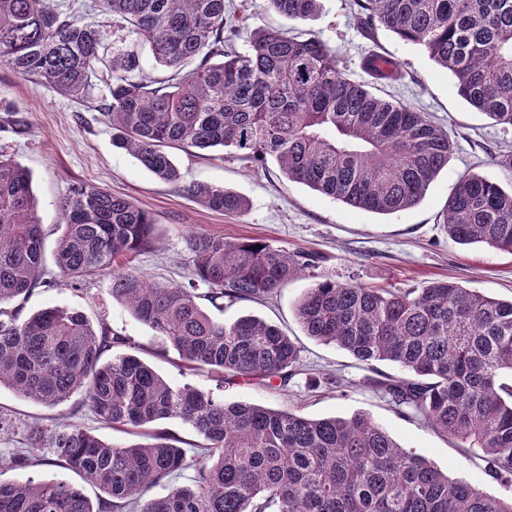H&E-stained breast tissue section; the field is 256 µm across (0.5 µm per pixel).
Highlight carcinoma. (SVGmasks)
<instances>
[{"instance_id": "carcinoma-1", "label": "carcinoma", "mask_w": 512, "mask_h": 512, "mask_svg": "<svg viewBox=\"0 0 512 512\" xmlns=\"http://www.w3.org/2000/svg\"><path fill=\"white\" fill-rule=\"evenodd\" d=\"M268 2L296 23L323 8L322 0ZM352 7L362 33L384 30L422 47L471 107L512 127V0H352ZM89 11L148 44L171 74L151 80L136 54L108 53L101 22L84 21ZM238 33L225 0H0V64L76 99L107 73L101 110L112 145L163 181L184 182L170 150L219 147L247 163L271 158L287 180L348 206L393 214L416 205L447 167L448 130L345 77L318 37L259 29L240 52ZM361 66L376 81L402 78L399 63L376 51ZM186 190L215 212L249 208L221 185ZM59 214V282L75 288L112 272V298L192 370L220 384H284L299 364L297 344L277 326L253 315L218 321L201 300L222 309L268 296L316 267L315 257L190 231L192 278L174 286L114 267L153 244V218L131 200L81 183ZM442 220L459 244L512 254V189L463 175ZM42 248L30 174L0 152V387L48 407L79 394L102 425L143 440L107 443L76 423L32 427L12 465L72 471L104 496L94 503L67 481H0V512H512V498L449 479L365 412L312 419L227 402L190 384L175 388L135 355L106 357L127 338L104 324L93 328L80 311H5L47 285ZM296 315L317 341L366 364L404 368L406 376L377 381L376 389L460 447L478 449L488 475L512 483V382L503 379L512 373V299L449 280L388 288L325 277L306 289ZM173 417L203 443L182 448L154 427ZM191 451L196 475L179 484L173 477L190 466ZM161 483L165 495L147 496Z\"/></svg>"}]
</instances>
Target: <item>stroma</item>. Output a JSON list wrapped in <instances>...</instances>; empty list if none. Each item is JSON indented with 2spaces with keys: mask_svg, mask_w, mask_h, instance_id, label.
Listing matches in <instances>:
<instances>
[{
  "mask_svg": "<svg viewBox=\"0 0 512 512\" xmlns=\"http://www.w3.org/2000/svg\"><path fill=\"white\" fill-rule=\"evenodd\" d=\"M232 3L241 34L238 50L247 48L256 29L287 24L267 0ZM299 30L326 42L335 51L341 71L364 84L370 78L361 68L362 55L371 44H378L400 63L403 77L378 85L376 95L429 113L448 129L453 140L448 166L417 205L393 214H377L288 181L271 159L251 167L219 149L174 151V161L186 181L221 185L250 202L249 210L241 215L211 211L181 185L156 178L130 154L113 146L112 131L99 111L101 98L108 92L105 81H95L87 99L74 101L0 65V103L5 108L11 105L19 109L28 122L26 134L16 135L9 113L5 109L0 112V151L32 176L37 215L45 233V253H52L62 231L60 201L73 186L92 182L151 213L156 247L138 255L132 267L154 280L174 286L187 284L192 266L184 238L190 231L221 235L228 240L258 238L319 256L320 262L311 273L289 281L265 299L237 302L222 315L227 322L242 314L258 316L278 325L298 342L300 364L288 385L280 388L273 383L238 379L219 386L203 375L180 368L172 357L163 355V345L152 331L124 304L113 300L112 278L105 272L87 277L75 290L53 286L56 269L47 265V284L31 293L25 310L30 313L47 306L82 310L92 324L106 323L114 333L130 337L134 354L175 387L191 384L229 402L295 411L310 418L369 413L404 448L425 457L449 478L496 497L510 498L512 486L491 478L478 455H464L455 440L422 420L399 414L371 386L374 378L402 376V368L390 363L370 367L336 346L306 336L296 318L295 304L315 277L322 275L398 288H418L428 281L448 279L492 298L511 299L512 254L481 243H456L444 228L441 213L461 175L478 173L505 186L512 184V171L494 165L489 157L496 149L512 148V128L497 125L473 109L458 95L448 72L418 46L383 30L377 31L375 40L364 38L351 15V0H325L319 18L300 25ZM0 413L6 418L0 428V479L4 481L79 483V476L68 470L9 465V455L24 447L36 421L57 426L76 422L114 444L137 440L134 434L98 423L76 396L46 407L4 387L0 389Z\"/></svg>",
  "mask_w": 512,
  "mask_h": 512,
  "instance_id": "1",
  "label": "stroma"
}]
</instances>
